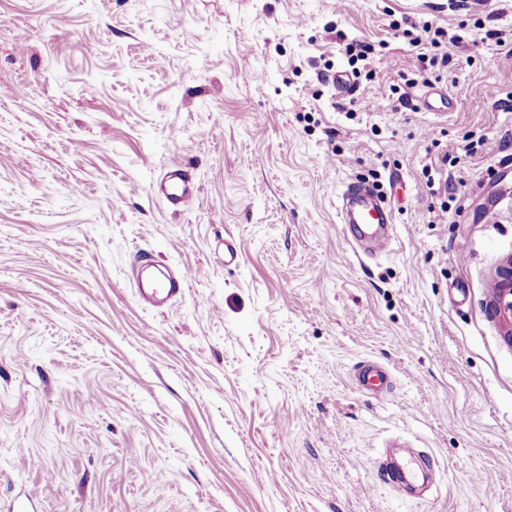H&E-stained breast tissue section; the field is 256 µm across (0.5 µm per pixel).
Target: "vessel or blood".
<instances>
[{
    "instance_id": "1",
    "label": "vessel or blood",
    "mask_w": 512,
    "mask_h": 512,
    "mask_svg": "<svg viewBox=\"0 0 512 512\" xmlns=\"http://www.w3.org/2000/svg\"><path fill=\"white\" fill-rule=\"evenodd\" d=\"M155 192L175 207L189 206L198 193L197 186L184 170L169 168L154 186ZM338 217L346 224L354 244H367L373 254L388 252L392 246L389 226L393 221L392 205L372 187L361 182L345 185L339 196ZM188 283L184 270L157 271L148 278L136 281L140 299L150 306L163 309L181 295ZM358 384L368 390H379L387 386L388 375L375 364L367 365L358 375Z\"/></svg>"
}]
</instances>
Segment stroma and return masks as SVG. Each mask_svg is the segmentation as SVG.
I'll return each instance as SVG.
<instances>
[{
    "label": "stroma",
    "instance_id": "stroma-1",
    "mask_svg": "<svg viewBox=\"0 0 512 512\" xmlns=\"http://www.w3.org/2000/svg\"><path fill=\"white\" fill-rule=\"evenodd\" d=\"M510 43L512 0H0V512H512ZM176 165L180 212L151 190ZM353 181L388 253L338 222ZM144 254L189 271L165 310ZM337 210L339 222L348 226L354 244L367 242L372 255L391 249L393 239L388 224H393V207L372 187L361 182L346 184ZM492 297L493 308L504 321L506 328L504 335L512 344V259L507 269H503L501 278L497 281L496 292ZM357 382L367 390H379L389 383L387 372L376 364H368L359 373Z\"/></svg>",
    "mask_w": 512,
    "mask_h": 512
}]
</instances>
